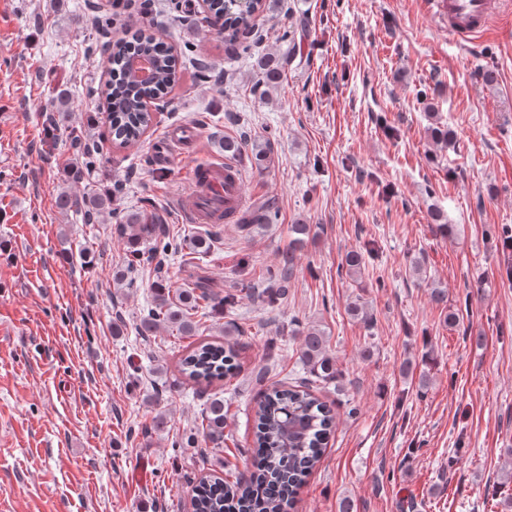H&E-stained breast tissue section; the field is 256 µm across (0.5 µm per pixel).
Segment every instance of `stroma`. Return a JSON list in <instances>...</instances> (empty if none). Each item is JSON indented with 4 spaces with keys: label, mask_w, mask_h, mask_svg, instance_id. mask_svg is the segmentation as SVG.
Wrapping results in <instances>:
<instances>
[{
    "label": "stroma",
    "mask_w": 512,
    "mask_h": 512,
    "mask_svg": "<svg viewBox=\"0 0 512 512\" xmlns=\"http://www.w3.org/2000/svg\"><path fill=\"white\" fill-rule=\"evenodd\" d=\"M96 14L111 17L109 38L145 29L186 63L132 147L107 134L97 95L106 74L85 25ZM257 25L261 43L233 56L199 0L188 10L176 0H0V512H192L201 476L245 466L261 392L302 377L299 332L311 326L344 386L318 389L338 425L296 512H338L345 498L353 512H458L462 501L512 512V16L465 45L433 0H273ZM268 53L289 64L261 97L257 62ZM200 59L220 65L223 83L194 78ZM62 89L72 125L99 146L79 191L123 184L119 208L152 199L178 238L196 230L182 215L185 169L223 159L226 136L272 143L265 169L251 151L238 158L246 205L278 199L272 223L221 225L209 254L166 266L175 286L239 296L202 324L211 340L225 321L244 331L238 373L224 383L223 447L172 446L208 395L177 370L186 340L112 333L116 312L132 320L146 307L153 267L140 263L139 288L116 290L112 267L128 252L111 224H72L56 208L73 151L64 138L50 154L41 144ZM438 122L450 147L430 137ZM298 222L317 238L287 297L271 308L244 295L275 269ZM66 247L93 249V265L65 261ZM350 250L366 254L354 280L337 273ZM414 258L426 279L410 272ZM435 286L461 308L458 326L431 301ZM357 297L371 328L347 311ZM290 324L297 335L267 362L266 340ZM425 356L423 393L401 367ZM159 414L165 431L145 434ZM453 448L464 456L452 467Z\"/></svg>",
    "instance_id": "stroma-1"
}]
</instances>
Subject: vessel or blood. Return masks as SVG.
<instances>
[{
  "label": "vessel or blood",
  "mask_w": 512,
  "mask_h": 512,
  "mask_svg": "<svg viewBox=\"0 0 512 512\" xmlns=\"http://www.w3.org/2000/svg\"><path fill=\"white\" fill-rule=\"evenodd\" d=\"M512 11V0H448V33L469 43L485 33L502 14ZM192 186L183 207L192 224L232 223L243 205L240 177L232 161L199 163L185 172Z\"/></svg>",
  "instance_id": "b4317fda"
}]
</instances>
